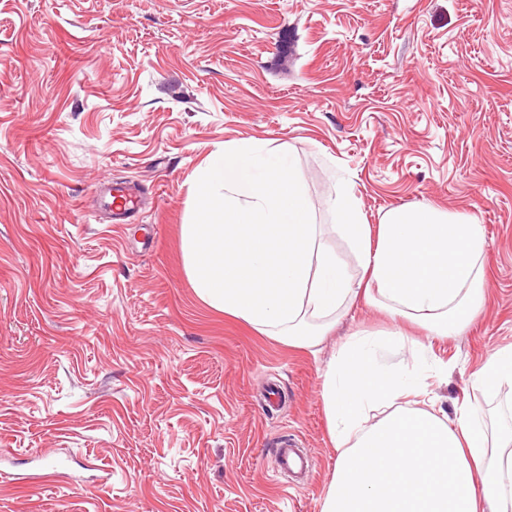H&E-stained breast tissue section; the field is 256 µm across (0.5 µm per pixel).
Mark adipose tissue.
I'll return each mask as SVG.
<instances>
[{
	"mask_svg": "<svg viewBox=\"0 0 512 512\" xmlns=\"http://www.w3.org/2000/svg\"><path fill=\"white\" fill-rule=\"evenodd\" d=\"M336 224H316L294 158L239 141L211 154L196 176L195 219L183 227L186 274L210 307L300 349H314L341 307L356 301L409 319L430 337L468 327L484 303L483 227L474 217L423 205L365 224L349 192ZM346 241L352 277L329 236ZM400 333L349 336L323 374L336 450L321 512H512V408L486 421L467 405L453 422L426 409L439 368L419 359L387 366ZM473 388L512 387V348L497 349ZM383 411L372 421L375 411Z\"/></svg>",
	"mask_w": 512,
	"mask_h": 512,
	"instance_id": "adipose-tissue-1",
	"label": "adipose tissue"
}]
</instances>
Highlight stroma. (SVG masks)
Here are the masks:
<instances>
[{"label": "stroma", "instance_id": "stroma-1", "mask_svg": "<svg viewBox=\"0 0 512 512\" xmlns=\"http://www.w3.org/2000/svg\"><path fill=\"white\" fill-rule=\"evenodd\" d=\"M243 140L290 151L315 223L346 190L482 224L480 315L407 337L448 419L512 400L470 382L512 346V0H0V512H320L322 374L402 321L357 303L311 352L199 299L195 177ZM292 442L284 441L281 448H277L278 465L281 471L303 469L305 457Z\"/></svg>", "mask_w": 512, "mask_h": 512}]
</instances>
